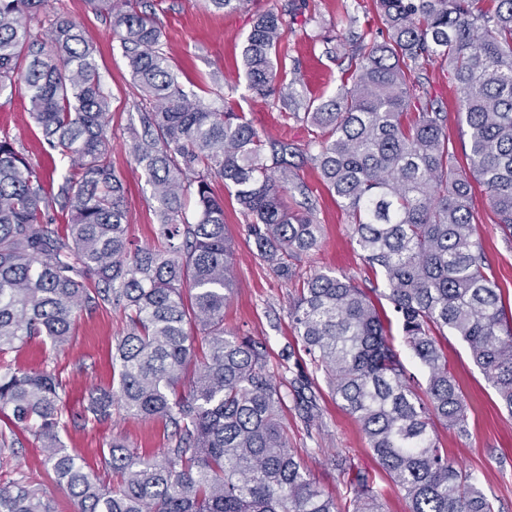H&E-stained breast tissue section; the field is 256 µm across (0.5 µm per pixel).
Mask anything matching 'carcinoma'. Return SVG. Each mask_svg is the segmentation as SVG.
<instances>
[{
  "mask_svg": "<svg viewBox=\"0 0 512 512\" xmlns=\"http://www.w3.org/2000/svg\"><path fill=\"white\" fill-rule=\"evenodd\" d=\"M89 2L105 6L140 91L129 153L155 202L154 243L133 249L126 237L109 99L82 26L58 13L43 35L35 26L44 0H0V97L25 89L44 154L68 162L60 231L53 189L0 137V353L35 338L64 344L82 310H119L126 330L112 357L117 386L93 390L82 419L103 421L114 406L162 419L169 445L156 458L112 440L101 464L116 483L105 488L64 448L68 393L59 375L0 364V512H55L36 480L4 468L21 431L40 442L47 472L78 512H385L366 474L356 473L352 497L339 500L289 444L286 391L304 425H316L319 373L410 512H496L480 480L448 461L436 429L468 432L445 353L450 334L512 413V309L487 273L472 194V182L485 187L511 239L512 0L491 8L485 0H375L385 36L355 39L348 77L329 99L295 91L297 77L279 81V47L297 4L257 15L241 48L247 88L265 98L278 89L280 112L315 129L303 149L261 137L245 114L185 89L142 0ZM436 60L448 64L467 128L465 167L450 149L442 104L416 92L420 71ZM289 156L316 165L385 286L369 292L326 273L304 281L291 317L310 368L296 371L271 367L265 343L224 328L233 265L224 201L212 190L216 179L232 190L261 257L287 277L322 235L302 165ZM291 188L304 195L295 208ZM188 196L192 222L183 215ZM373 292L390 304L426 387L390 341L391 320Z\"/></svg>",
  "mask_w": 512,
  "mask_h": 512,
  "instance_id": "carcinoma-1",
  "label": "carcinoma"
}]
</instances>
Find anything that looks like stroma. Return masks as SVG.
Masks as SVG:
<instances>
[{
    "label": "stroma",
    "instance_id": "stroma-1",
    "mask_svg": "<svg viewBox=\"0 0 512 512\" xmlns=\"http://www.w3.org/2000/svg\"><path fill=\"white\" fill-rule=\"evenodd\" d=\"M167 43L171 64L180 83L201 89L205 103H213L212 92L224 82L239 83L234 108L245 113L260 135L307 145L313 136L306 122L284 118L271 99L252 94L244 87L245 70L240 49L258 13L280 10L286 0H245L242 7L226 13L215 10L207 0H149ZM302 9L280 48L281 72L299 74L301 91L329 98L340 85L346 59L329 53L328 43H339L350 31L376 32L380 26L374 0H299ZM64 12L83 26L87 39L97 50L99 75L109 97V138L112 163L127 191L126 235L131 243L144 247L152 243L155 230L154 202L143 170L130 157L126 143L130 123L138 122L139 92L123 56L120 40L112 30L106 12L93 8L89 0H46L43 16ZM423 88L441 101L448 113V128L456 156H463L468 144L455 112V91L448 80V66L441 62L425 65ZM7 134L17 148L25 150L37 169H44L42 133L30 114L25 92L12 100H0V134ZM304 180L322 226L319 247L297 265L298 278L277 275L258 254L241 208L225 187L215 181L213 191L224 200V222L233 247L234 290L224 310V325L241 336L265 341L270 362H278L296 342L289 311L298 296L302 280L317 273L353 278L360 287L382 284L365 263L352 238L345 212L323 185L314 165H306ZM474 201L483 217L477 227L489 265V273L501 290L504 303L512 307V242H505L499 225L493 224L484 188H476ZM125 328L122 314L115 310L82 312L67 344L55 346L39 339L21 351L9 353V361L26 369L55 368L68 383L69 407L80 414L90 388L112 384V349ZM448 366L467 404L468 432L438 429L437 435L448 458L472 473L496 497L498 512H512V413L500 402L495 389L470 357L457 337L446 344ZM322 407L320 429H306L292 403H285L283 420L288 440L296 448L313 479L337 498L350 492L354 472L368 473L373 490L385 504L386 512H410L409 503L379 466L356 420L342 408L328 389L319 393ZM168 430L159 420H141L116 410L111 421L83 425L68 423L60 436L65 447L98 470L103 486H111V472L102 470L103 448L112 438H123L138 452L161 455L167 446ZM14 467L42 483L57 512H77L67 492L57 486L43 468L39 443L22 435L16 447ZM351 463L349 472L338 467L339 459Z\"/></svg>",
    "mask_w": 512,
    "mask_h": 512
}]
</instances>
